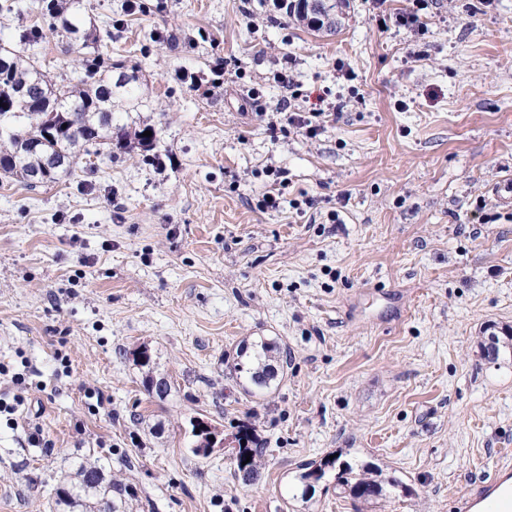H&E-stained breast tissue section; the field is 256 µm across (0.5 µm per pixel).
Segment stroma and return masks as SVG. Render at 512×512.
<instances>
[{
  "instance_id": "1",
  "label": "stroma",
  "mask_w": 512,
  "mask_h": 512,
  "mask_svg": "<svg viewBox=\"0 0 512 512\" xmlns=\"http://www.w3.org/2000/svg\"><path fill=\"white\" fill-rule=\"evenodd\" d=\"M146 2L86 7L149 91L162 166L121 150L81 182L0 184V399L26 385L0 415V512H62L85 459L129 512H461L512 467V362L481 349L512 326V0H429L419 31L395 23L411 0H335L332 34L263 0ZM284 107L319 112L317 136ZM263 339L291 360L251 394L232 366ZM333 454L411 495L328 476L298 496V465ZM234 439L238 445V471L240 473H243V477L245 480L252 479L257 474V467L259 465L258 463L261 459V457L259 455H256L252 450L254 448V437L250 431H248L247 429H242L237 433ZM242 440H245V443H242ZM248 453H251L250 462H247V464L242 465V462L246 461V456L248 455Z\"/></svg>"
}]
</instances>
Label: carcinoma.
Here are the masks:
<instances>
[{"mask_svg":"<svg viewBox=\"0 0 512 512\" xmlns=\"http://www.w3.org/2000/svg\"><path fill=\"white\" fill-rule=\"evenodd\" d=\"M27 14L33 24L11 42L0 43V177L34 190L75 175L78 161L83 169L96 168L95 160L112 159V150L126 149L136 141L146 161L155 163L158 130L151 124L131 120V113L145 107L143 96L132 84L137 76L121 72L113 76L112 24L85 26L82 0H32ZM61 38L65 52L80 54V67L67 76L51 78L34 60L38 55L41 24ZM152 132L145 137L143 133ZM494 358L512 352V331L490 336ZM278 348L264 341L236 370L245 381L269 389L278 377ZM197 445L192 452L207 454L209 437L215 434L202 420L192 423ZM254 437L246 429L235 436L238 471L246 480L257 474L260 456L252 453ZM299 475L304 488L335 472L336 484L347 487L356 499L369 500L383 493L379 470L365 466L354 472L339 458H325L304 465ZM116 482L106 478L99 461L80 463L64 472L56 489L57 503L81 512H122L112 492Z\"/></svg>","mask_w":512,"mask_h":512,"instance_id":"1","label":"carcinoma"}]
</instances>
